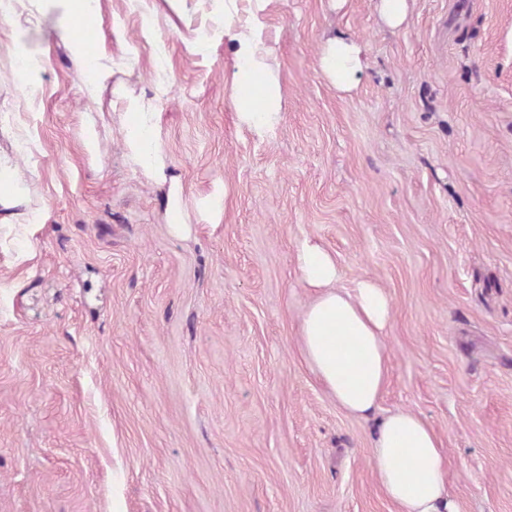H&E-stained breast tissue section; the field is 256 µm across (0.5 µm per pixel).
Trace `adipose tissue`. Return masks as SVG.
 Returning <instances> with one entry per match:
<instances>
[{"instance_id": "obj_1", "label": "adipose tissue", "mask_w": 512, "mask_h": 512, "mask_svg": "<svg viewBox=\"0 0 512 512\" xmlns=\"http://www.w3.org/2000/svg\"><path fill=\"white\" fill-rule=\"evenodd\" d=\"M249 2L252 18L244 21L237 16L236 0H224L220 34L229 50L224 69L230 76L238 124L266 137L283 120L282 95L277 76L265 63L268 50L259 20L269 0ZM32 3L41 16L51 20L48 37L65 44L85 68L86 95L98 96L112 78L113 59L106 48L90 51L80 31L99 23L100 0H0V27H7L9 38L16 43V77L31 87L45 59L23 41L16 18ZM319 65L338 90L351 91L366 66L365 49L347 36L327 37ZM127 109L125 146L130 161L149 180L167 185L169 222L180 228L185 222L181 190L168 178L157 114L141 96L128 98ZM21 220L37 224L41 218L27 207L13 160L0 154V224L11 226ZM297 259L304 281L315 291L300 325V357L341 409L354 416L367 415L382 399L390 377L385 336L392 317L390 299L366 279L349 290L338 288L339 267L319 244L303 241ZM370 466L395 512H460L442 442L412 410H394L379 422Z\"/></svg>"}]
</instances>
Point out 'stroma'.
<instances>
[{"label": "stroma", "mask_w": 512, "mask_h": 512, "mask_svg": "<svg viewBox=\"0 0 512 512\" xmlns=\"http://www.w3.org/2000/svg\"><path fill=\"white\" fill-rule=\"evenodd\" d=\"M379 3L270 0L265 139L235 122L223 40L193 48L216 0H101L96 99L54 41L23 91L0 34V113L40 145L0 153L42 215L0 233V512H391L373 420L299 355L306 239L390 297L381 411L432 425L462 512H512V0H408L395 30ZM331 35L367 48L352 91L319 67ZM129 96L155 101L183 235L126 157Z\"/></svg>", "instance_id": "stroma-1"}]
</instances>
